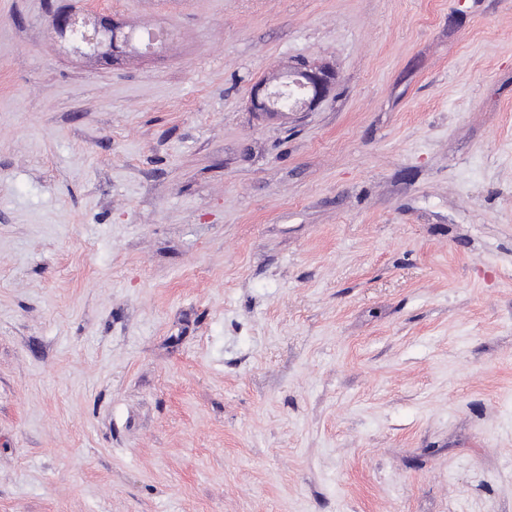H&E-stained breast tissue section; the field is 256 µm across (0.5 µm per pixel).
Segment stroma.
Returning <instances> with one entry per match:
<instances>
[{"mask_svg": "<svg viewBox=\"0 0 512 512\" xmlns=\"http://www.w3.org/2000/svg\"><path fill=\"white\" fill-rule=\"evenodd\" d=\"M70 2L168 37L0 0V512H512V0ZM75 16L76 10L74 9H62L59 10L51 16L49 21V27L56 37H59L62 40H65L67 34H69L70 38L74 34V24H75ZM124 23L120 20L110 17V16H99L96 21V34L92 38L85 39V41L92 45V47L88 50L84 48H77L74 46L73 50H71L66 43V41L62 42L61 40H57L63 44V47L67 49L70 54H73L77 57L86 59L88 61H95L96 65H111L112 63H116L119 60L118 52L119 50L114 47L112 48V32L117 33L118 31L123 30ZM101 36L106 38H111V47L108 52L100 51L101 46ZM286 70L273 81L260 79L250 91L252 112L270 117L291 118L301 112H312L336 86L338 74L325 62L298 58L288 61L282 68ZM288 98V110L277 104Z\"/></svg>", "mask_w": 512, "mask_h": 512, "instance_id": "obj_1", "label": "stroma"}]
</instances>
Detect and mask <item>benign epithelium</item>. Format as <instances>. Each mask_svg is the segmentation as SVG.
<instances>
[{
    "label": "benign epithelium",
    "mask_w": 512,
    "mask_h": 512,
    "mask_svg": "<svg viewBox=\"0 0 512 512\" xmlns=\"http://www.w3.org/2000/svg\"><path fill=\"white\" fill-rule=\"evenodd\" d=\"M76 10L62 9L51 16L49 27L54 36L65 39L74 34ZM124 23L110 16H100L96 21V34L86 39L91 48H74L72 54L95 61L98 65H110L117 61L118 49L100 50L101 37L110 38L123 30ZM284 73L271 82L260 79L250 91V109L270 117L288 119L302 112H312L336 86L338 74L328 63L306 58L288 61Z\"/></svg>",
    "instance_id": "benign-epithelium-1"
}]
</instances>
